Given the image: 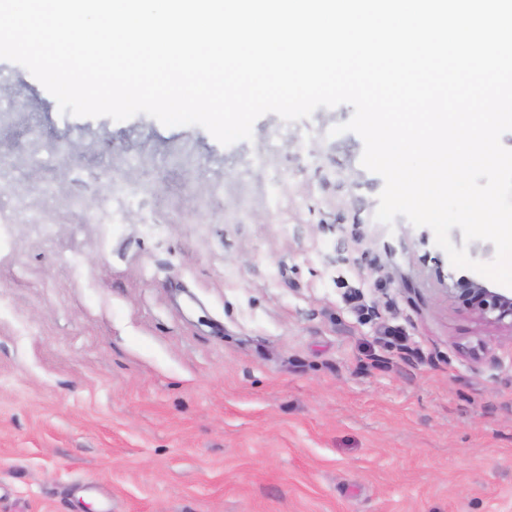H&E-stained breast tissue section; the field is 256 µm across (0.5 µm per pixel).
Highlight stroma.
<instances>
[{
    "instance_id": "obj_1",
    "label": "stroma",
    "mask_w": 512,
    "mask_h": 512,
    "mask_svg": "<svg viewBox=\"0 0 512 512\" xmlns=\"http://www.w3.org/2000/svg\"><path fill=\"white\" fill-rule=\"evenodd\" d=\"M0 82V512H512V335L352 107L224 146ZM450 279L445 288L448 297L462 300L480 324L512 335V293H502L482 279L464 276Z\"/></svg>"
}]
</instances>
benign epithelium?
I'll use <instances>...</instances> for the list:
<instances>
[{
  "mask_svg": "<svg viewBox=\"0 0 512 512\" xmlns=\"http://www.w3.org/2000/svg\"><path fill=\"white\" fill-rule=\"evenodd\" d=\"M448 297L463 301L482 325L512 333V294L482 279L460 277L447 285Z\"/></svg>",
  "mask_w": 512,
  "mask_h": 512,
  "instance_id": "benign-epithelium-1",
  "label": "benign epithelium"
}]
</instances>
